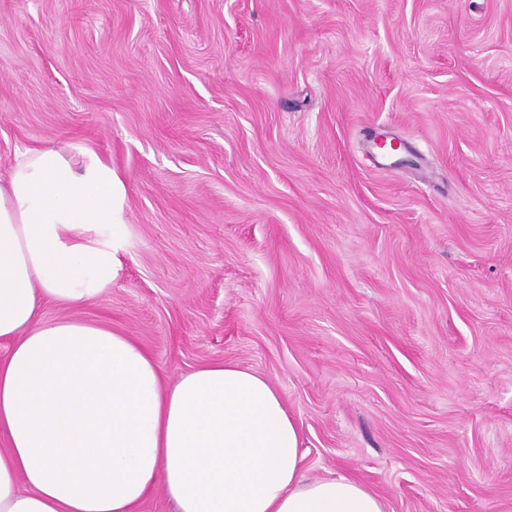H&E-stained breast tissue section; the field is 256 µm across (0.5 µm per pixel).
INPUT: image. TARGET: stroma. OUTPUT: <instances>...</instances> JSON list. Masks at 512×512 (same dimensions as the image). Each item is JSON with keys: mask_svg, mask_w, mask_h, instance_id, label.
Segmentation results:
<instances>
[{"mask_svg": "<svg viewBox=\"0 0 512 512\" xmlns=\"http://www.w3.org/2000/svg\"><path fill=\"white\" fill-rule=\"evenodd\" d=\"M77 146L130 226L78 316L264 375L386 512H512V0H0V176Z\"/></svg>", "mask_w": 512, "mask_h": 512, "instance_id": "1", "label": "stroma"}]
</instances>
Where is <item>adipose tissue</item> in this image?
I'll return each mask as SVG.
<instances>
[{
	"label": "adipose tissue",
	"mask_w": 512,
	"mask_h": 512,
	"mask_svg": "<svg viewBox=\"0 0 512 512\" xmlns=\"http://www.w3.org/2000/svg\"><path fill=\"white\" fill-rule=\"evenodd\" d=\"M125 200L82 147L18 152L0 182V512H136L157 488L175 512H385L350 478L306 477L265 376L214 362L168 385L132 337L75 316L120 278Z\"/></svg>",
	"instance_id": "1"
}]
</instances>
